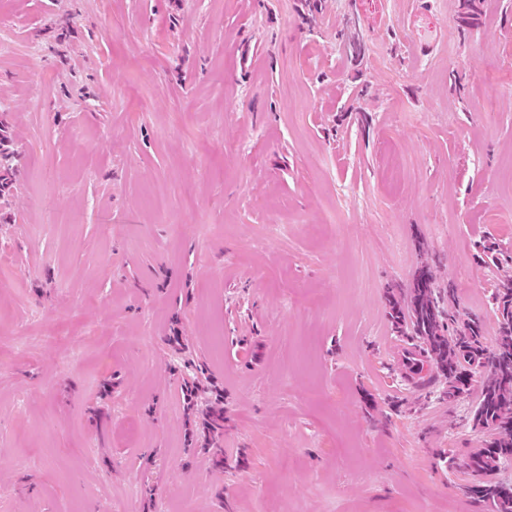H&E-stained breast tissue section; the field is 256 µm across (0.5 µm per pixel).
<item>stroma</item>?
<instances>
[{"mask_svg": "<svg viewBox=\"0 0 512 512\" xmlns=\"http://www.w3.org/2000/svg\"><path fill=\"white\" fill-rule=\"evenodd\" d=\"M0 42V512H485L480 377H406L385 296L428 266L496 343L512 0H0ZM0 132V196H4L20 173L22 154L12 148L7 131L0 128ZM206 415L207 418L203 423V432L205 437L203 449L208 450V452L212 450V454L216 457V463L218 465H223L224 457L222 448H210L207 434L208 437H210L211 434L224 429V411L222 409H212Z\"/></svg>", "mask_w": 512, "mask_h": 512, "instance_id": "1", "label": "stroma"}]
</instances>
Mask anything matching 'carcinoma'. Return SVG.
I'll list each match as a JSON object with an SVG mask.
<instances>
[{
	"instance_id": "cac0c4a2",
	"label": "carcinoma",
	"mask_w": 512,
	"mask_h": 512,
	"mask_svg": "<svg viewBox=\"0 0 512 512\" xmlns=\"http://www.w3.org/2000/svg\"><path fill=\"white\" fill-rule=\"evenodd\" d=\"M22 154L0 133V196L10 192L21 168ZM499 314V336L493 349L484 345L480 319L458 322L451 318L435 294L433 275L427 266L415 271L410 287L400 300L389 299L390 316L399 333L415 338L418 349L403 359L407 373H418L424 364L448 383L444 396L453 400L468 390L470 374L482 376L480 398L473 424L490 433L482 447L468 457L467 468L475 477L467 492L487 512H512V483L497 477L512 462V284L494 296ZM224 429V411L212 409L203 423L204 434Z\"/></svg>"
}]
</instances>
